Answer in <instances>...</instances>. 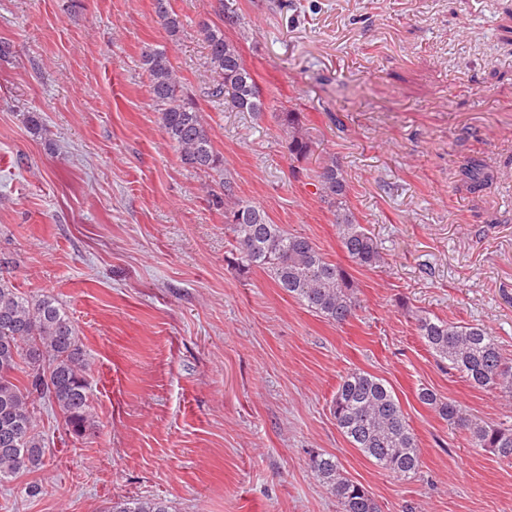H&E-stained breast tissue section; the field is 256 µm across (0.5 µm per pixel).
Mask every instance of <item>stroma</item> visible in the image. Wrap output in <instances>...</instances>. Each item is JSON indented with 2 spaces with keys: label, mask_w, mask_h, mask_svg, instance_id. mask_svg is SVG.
Masks as SVG:
<instances>
[{
  "label": "stroma",
  "mask_w": 512,
  "mask_h": 512,
  "mask_svg": "<svg viewBox=\"0 0 512 512\" xmlns=\"http://www.w3.org/2000/svg\"><path fill=\"white\" fill-rule=\"evenodd\" d=\"M232 2L243 27L225 28L223 0H170L172 38L154 0H0V278L55 296L74 320L93 422L76 437L39 406L46 465L0 485V512H107L124 496L171 512H341L307 466L315 452L335 455L380 512H512V464L417 392L491 425H512V403L416 331L423 312L479 325L512 358V0ZM205 24L237 43L261 114L219 94ZM150 48L197 104L236 198L352 276L345 324L236 265L217 177L162 135ZM283 112L313 141L305 160L288 153ZM328 153L378 267L348 258L315 193ZM473 161L489 176L475 193L461 175ZM353 370L392 387L419 441L413 478L337 429L331 401Z\"/></svg>",
  "instance_id": "35a3bbf8"
}]
</instances>
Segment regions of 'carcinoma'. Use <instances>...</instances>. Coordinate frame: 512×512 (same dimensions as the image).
I'll use <instances>...</instances> for the list:
<instances>
[{"instance_id":"cac0c4a2","label":"carcinoma","mask_w":512,"mask_h":512,"mask_svg":"<svg viewBox=\"0 0 512 512\" xmlns=\"http://www.w3.org/2000/svg\"><path fill=\"white\" fill-rule=\"evenodd\" d=\"M155 11L171 37L180 32L179 16L169 0H155ZM237 10L224 6V27L203 25L210 68L224 82V95L240 112L264 111L260 88L224 28L242 24ZM152 99L160 106V126L181 162L196 172L224 175V160L216 152L196 103L184 93L163 50L143 53ZM288 153L307 158L312 142L303 133L298 112H283ZM317 191L335 216L342 248L355 264L376 267L383 261L376 239L361 225L347 204L344 170L330 155L322 158ZM227 230L237 265L265 270L288 296L338 325L357 306L355 283L341 266L328 261L306 236L288 234L269 221L265 211L239 203L230 211ZM416 331L426 347L448 367L463 374L474 387L496 389L512 398V360L488 332L476 325H459L424 313ZM88 364L75 325L51 295L25 297L0 278V485L24 471H38L46 463L45 443L37 430L35 409L43 402L58 408L65 425L80 436L90 427ZM421 403L459 426L475 448H487L512 462V426L481 424L463 416L452 400L441 401L423 388ZM332 415L340 433L366 459L399 480L421 467V451L393 390L381 379L353 370L341 377L333 396ZM308 467L343 512H379L366 488L346 478L336 456L310 455ZM107 512H169L160 499L123 497L112 500Z\"/></svg>"}]
</instances>
